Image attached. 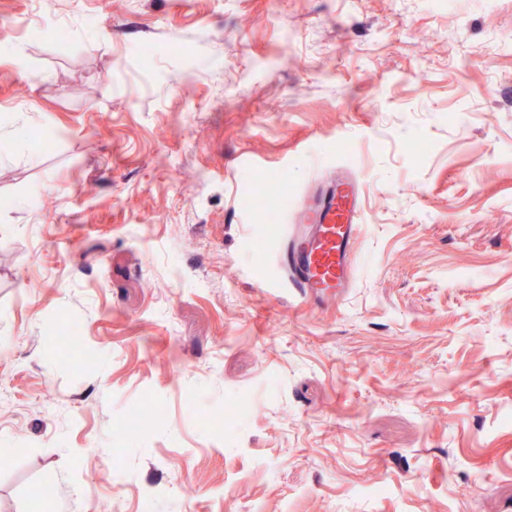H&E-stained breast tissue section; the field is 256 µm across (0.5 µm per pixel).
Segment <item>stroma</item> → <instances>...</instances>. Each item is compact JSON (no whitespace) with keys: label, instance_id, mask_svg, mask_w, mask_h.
I'll use <instances>...</instances> for the list:
<instances>
[{"label":"stroma","instance_id":"35a3bbf8","mask_svg":"<svg viewBox=\"0 0 512 512\" xmlns=\"http://www.w3.org/2000/svg\"><path fill=\"white\" fill-rule=\"evenodd\" d=\"M15 130L0 512H512V0H0ZM347 175L351 288L272 297ZM65 336H55L63 340V342L70 348L71 356L69 358L70 367L75 371H84L86 368V357L82 349L76 348L78 331L76 327H68L64 330Z\"/></svg>","mask_w":512,"mask_h":512}]
</instances>
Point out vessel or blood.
<instances>
[{"label": "vessel or blood", "mask_w": 512, "mask_h": 512, "mask_svg": "<svg viewBox=\"0 0 512 512\" xmlns=\"http://www.w3.org/2000/svg\"><path fill=\"white\" fill-rule=\"evenodd\" d=\"M360 226V185L348 177L331 186L317 205L301 208L296 223L282 225L272 251L274 287L293 301L348 288Z\"/></svg>", "instance_id": "obj_1"}]
</instances>
